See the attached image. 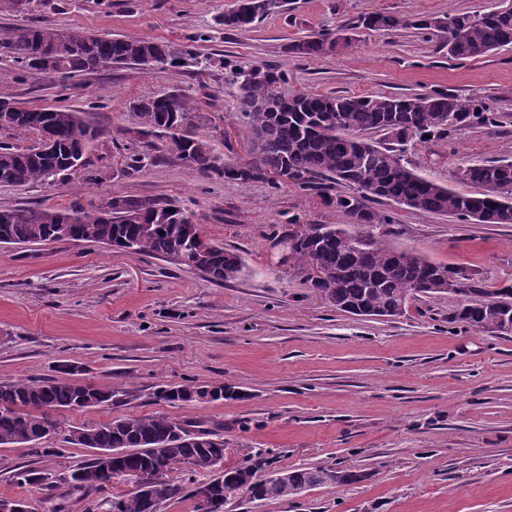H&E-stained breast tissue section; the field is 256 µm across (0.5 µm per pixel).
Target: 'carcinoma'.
Here are the masks:
<instances>
[{
  "instance_id": "carcinoma-1",
  "label": "carcinoma",
  "mask_w": 512,
  "mask_h": 512,
  "mask_svg": "<svg viewBox=\"0 0 512 512\" xmlns=\"http://www.w3.org/2000/svg\"><path fill=\"white\" fill-rule=\"evenodd\" d=\"M288 0H234L218 24L245 33L266 17L285 10ZM355 27L392 35L401 29H434L448 35V58L466 60L512 46V9L450 11L442 16L405 21L385 12L362 15ZM63 45L51 65L46 54ZM334 38L318 33L288 45L297 57H327ZM0 48L24 69L70 78L112 66L143 65L152 58L163 66L186 68L184 61L199 57L193 46L148 40L135 36H102L83 30L61 31L43 24L31 26L0 40ZM232 76L239 86L237 109L249 129L248 159L237 165L224 163L207 137L192 130L190 98L168 94L143 98L132 110L138 133L165 140L164 154L184 169L211 180H266L279 190L288 186L314 190L340 212L344 224H310L297 238L284 235L288 250L284 263L297 275L305 273L311 259L325 277L305 283L318 290L336 310L364 317H400L409 301L448 292V274L459 267L429 260L417 250L396 249L383 241L380 229L391 216L372 207L379 200L422 214L446 216L470 224H512V159L502 158L458 169V179L479 188L462 193L418 172L404 158L405 147L428 135L448 138L473 124L495 125L499 113L482 104L443 90L405 95L328 94L299 91L273 95V84L286 81L275 66L245 63ZM11 100L0 98V134L23 130L34 134L48 130L56 137L55 149L42 153L36 145L19 146L0 140V185L50 183L56 176L90 166L87 156L94 126L64 105L25 106L9 110ZM381 133L384 140L369 138ZM349 189L332 193L333 187ZM123 205L112 211L100 206L89 212L78 205L68 209L72 223L56 235L43 222L45 209H11L12 221L0 223V243L39 244L79 241L115 247L125 252L170 259L183 241H189L187 261L180 268L202 274L211 283L238 279L245 269L234 250L211 240L200 225L177 203L159 198L119 195ZM194 225L192 234L186 233ZM462 304L452 317L482 332L489 324L512 322V288L489 294L479 282L457 289ZM52 382L0 380V446L33 443L55 431L59 420L47 408L81 410L112 406L117 393L73 378L77 369L63 365ZM199 385H166L155 397L169 404L204 403ZM83 440H69L84 448H126L120 463L143 472L150 484L146 493L131 492L118 502L106 501L109 512H159L162 504L181 496L184 487L172 472L196 458L199 469L224 464V437L202 423L178 420L164 414L118 416L87 429ZM267 465L259 456L247 466L224 470L210 482L218 512L224 501L244 494L254 501L298 496L322 485H348L365 475L331 465L278 471L259 480ZM72 496L102 489L110 474L94 458L64 479Z\"/></svg>"
}]
</instances>
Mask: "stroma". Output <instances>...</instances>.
Segmentation results:
<instances>
[{"mask_svg":"<svg viewBox=\"0 0 512 512\" xmlns=\"http://www.w3.org/2000/svg\"><path fill=\"white\" fill-rule=\"evenodd\" d=\"M233 0H32L0 11V38L43 23L64 30L182 43L196 38L213 57L205 73L158 66L115 67L63 79L22 69L0 51V98L63 104L104 133L84 173L52 184L0 185V209L91 210L112 194L161 197L193 213L207 235L239 251L243 275L219 286L167 261L84 242L0 245V379L48 380L62 364L80 380L118 391V404L59 413L69 428L114 417L165 414L222 426L224 464L263 455L272 470L335 465L363 481L325 485L293 498L235 495L222 512H512V335L452 321L460 302L445 293L408 303L397 318L356 317L329 306L279 259L274 237L343 216L312 191L273 190L261 180L211 181L158 159V139L138 135L139 98L185 94L198 131L217 152L245 155L234 64L250 60L287 73L284 92L350 94L444 90L495 109L493 127L462 128L453 140L417 143L408 159L457 191V169L512 155V49L449 59L444 33L406 29L380 36L357 29L370 11L412 18L451 10L512 8V0H289L246 33L215 19ZM354 27L351 45L327 57L296 58L291 42ZM140 153L146 166L126 169ZM394 216L390 246L472 270L483 288H512V225L464 224L377 202ZM224 384L233 398L171 405L168 384ZM92 452L56 436L0 447V499L50 512L66 498L71 470ZM49 484L19 483L25 469Z\"/></svg>","mask_w":512,"mask_h":512,"instance_id":"obj_1","label":"stroma"}]
</instances>
